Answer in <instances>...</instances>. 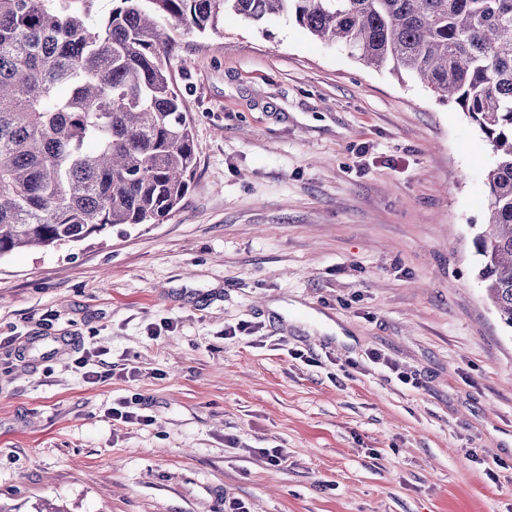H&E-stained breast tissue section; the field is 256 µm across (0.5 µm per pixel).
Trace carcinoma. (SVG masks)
Returning <instances> with one entry per match:
<instances>
[{
    "instance_id": "1",
    "label": "carcinoma",
    "mask_w": 512,
    "mask_h": 512,
    "mask_svg": "<svg viewBox=\"0 0 512 512\" xmlns=\"http://www.w3.org/2000/svg\"><path fill=\"white\" fill-rule=\"evenodd\" d=\"M0 0V259L119 225L163 224L187 197L197 146L166 55L172 22L286 14L377 68L419 77L486 135L476 277L512 328V0Z\"/></svg>"
}]
</instances>
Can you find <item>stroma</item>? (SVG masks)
Instances as JSON below:
<instances>
[{
    "instance_id": "obj_1",
    "label": "stroma",
    "mask_w": 512,
    "mask_h": 512,
    "mask_svg": "<svg viewBox=\"0 0 512 512\" xmlns=\"http://www.w3.org/2000/svg\"><path fill=\"white\" fill-rule=\"evenodd\" d=\"M171 35L182 208L0 259V512H512L486 136L285 16Z\"/></svg>"
}]
</instances>
